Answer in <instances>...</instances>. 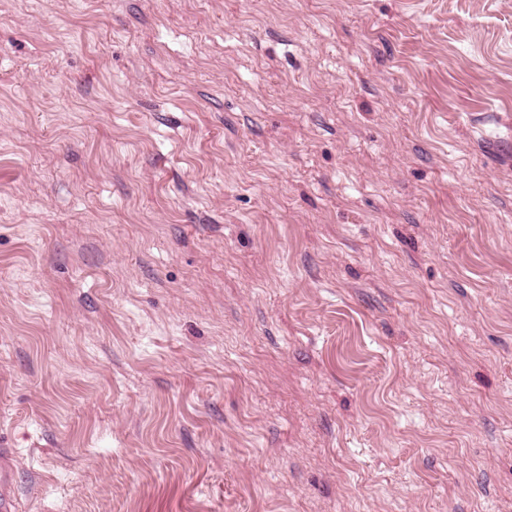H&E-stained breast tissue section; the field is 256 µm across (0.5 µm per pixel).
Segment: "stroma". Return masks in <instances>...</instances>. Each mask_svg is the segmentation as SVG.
Here are the masks:
<instances>
[{
	"instance_id": "stroma-1",
	"label": "stroma",
	"mask_w": 512,
	"mask_h": 512,
	"mask_svg": "<svg viewBox=\"0 0 512 512\" xmlns=\"http://www.w3.org/2000/svg\"><path fill=\"white\" fill-rule=\"evenodd\" d=\"M17 512H512V0H0Z\"/></svg>"
}]
</instances>
